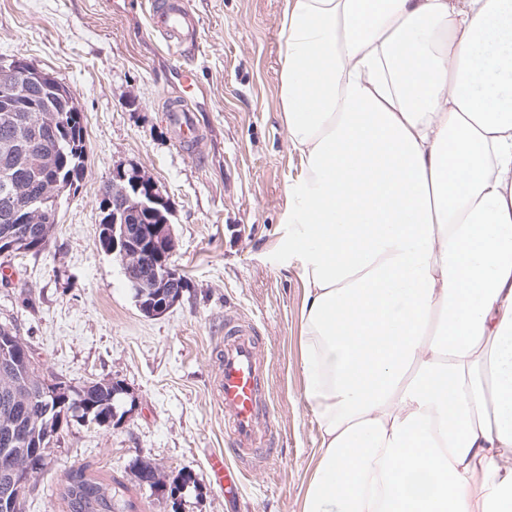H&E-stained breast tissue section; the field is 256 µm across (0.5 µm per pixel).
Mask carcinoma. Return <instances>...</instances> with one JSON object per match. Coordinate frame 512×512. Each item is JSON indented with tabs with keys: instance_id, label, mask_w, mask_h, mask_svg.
I'll list each match as a JSON object with an SVG mask.
<instances>
[{
	"instance_id": "cac0c4a2",
	"label": "carcinoma",
	"mask_w": 512,
	"mask_h": 512,
	"mask_svg": "<svg viewBox=\"0 0 512 512\" xmlns=\"http://www.w3.org/2000/svg\"><path fill=\"white\" fill-rule=\"evenodd\" d=\"M66 110L68 118L61 128L52 131L45 124L46 112H21L39 129L34 151L53 163L64 165V175L74 177L75 182L83 179L85 171V127L83 116L77 105L58 102ZM13 144V152L0 154V165L15 168L23 151L29 150L17 141L16 127L0 117V144ZM55 232L53 224H17L8 204L0 201V241H15L26 235L41 240V249H46ZM46 371L37 359L16 357L10 351L0 350V437H13L9 454L11 475L0 473V512H24L23 503L13 502L16 485L25 488L34 485L39 474L48 466V443L42 441L46 416L54 414L55 399L42 396ZM117 387L112 381L92 382L69 393L67 406L78 404L83 407L79 419L89 418L100 426L112 419V407L118 405ZM137 483L150 481L155 485L176 487L180 482L193 479L192 474L180 472L168 478L155 465L142 461L135 466ZM64 504L63 512H132V505L124 500L120 488L104 483L87 474V468L80 466L71 470L61 483L58 493Z\"/></svg>"
}]
</instances>
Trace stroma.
<instances>
[{
  "instance_id": "obj_1",
  "label": "stroma",
  "mask_w": 512,
  "mask_h": 512,
  "mask_svg": "<svg viewBox=\"0 0 512 512\" xmlns=\"http://www.w3.org/2000/svg\"><path fill=\"white\" fill-rule=\"evenodd\" d=\"M197 41L169 55L136 4L106 0H0V56L54 73L84 117L85 173L63 196L50 246L12 257L13 281L36 302L22 308L0 287V322L13 321L53 377L80 388L117 381L137 399L117 426L71 422L26 493V512H61L54 495L70 468L121 483L136 512H170L135 483L147 460L197 481L179 512H300L319 433L303 399L299 323L302 258L288 250L286 189L299 168L280 119L279 20L285 0H186ZM191 83L175 79L180 68ZM183 91L197 137L181 142L166 107ZM133 164L172 207V263L186 280L163 316H144L112 254L98 245V201L112 169ZM253 324L269 365L275 456L250 466L228 503L209 458L226 452L214 406L213 344L224 315Z\"/></svg>"
}]
</instances>
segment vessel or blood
<instances>
[{
  "instance_id": "1",
  "label": "vessel or blood",
  "mask_w": 512,
  "mask_h": 512,
  "mask_svg": "<svg viewBox=\"0 0 512 512\" xmlns=\"http://www.w3.org/2000/svg\"><path fill=\"white\" fill-rule=\"evenodd\" d=\"M150 26L170 46L191 44L196 39V23L185 0H151ZM215 364L211 394L224 413L227 438L238 460L230 464L215 455L211 467L225 496L235 498L242 491L246 468L261 452L271 417L260 340L248 322L225 316L224 339L215 349Z\"/></svg>"
}]
</instances>
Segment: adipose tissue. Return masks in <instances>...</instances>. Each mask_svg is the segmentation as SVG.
Masks as SVG:
<instances>
[{
    "label": "adipose tissue",
    "mask_w": 512,
    "mask_h": 512,
    "mask_svg": "<svg viewBox=\"0 0 512 512\" xmlns=\"http://www.w3.org/2000/svg\"><path fill=\"white\" fill-rule=\"evenodd\" d=\"M303 512H512V0H286Z\"/></svg>",
    "instance_id": "obj_1"
}]
</instances>
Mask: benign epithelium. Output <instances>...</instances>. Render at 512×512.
<instances>
[{"label": "benign epithelium", "instance_id": "1", "mask_svg": "<svg viewBox=\"0 0 512 512\" xmlns=\"http://www.w3.org/2000/svg\"><path fill=\"white\" fill-rule=\"evenodd\" d=\"M0 81L10 89L13 100L7 102L16 111L23 106L21 97L26 90L37 85L43 89L45 98L58 99L69 96L72 91L55 75L43 71L23 58L0 59ZM72 181L59 180L50 183L53 198L46 195H29L18 198V184L4 182L3 196L8 203L16 204L15 217L24 224L35 217L44 224L58 223L59 200L71 186ZM112 195L119 196L121 202L103 204L102 214L108 215L99 226L103 237L112 242V255L121 262L123 274L131 288H167L178 279V273L167 261L174 250L170 219L164 214L169 209L168 199L155 181L135 165L119 164L112 169ZM156 216L161 223L141 224L142 215ZM154 254L157 261L149 278L137 276L139 267L144 264L143 247ZM150 491L160 495L174 506H179L185 487L170 489L150 486Z\"/></svg>", "mask_w": 512, "mask_h": 512}]
</instances>
